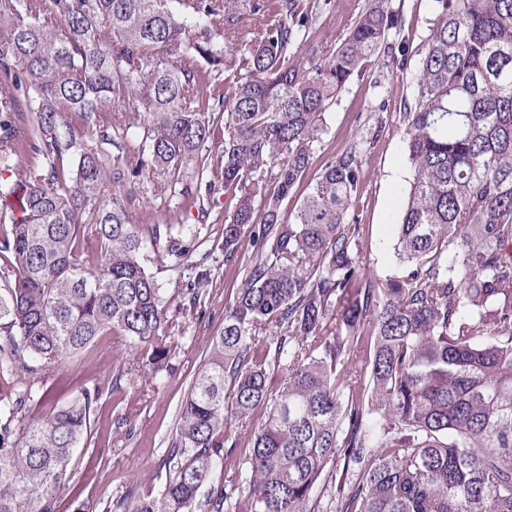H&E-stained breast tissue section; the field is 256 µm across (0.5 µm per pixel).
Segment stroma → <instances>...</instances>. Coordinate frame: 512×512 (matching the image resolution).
<instances>
[{"label":"stroma","mask_w":512,"mask_h":512,"mask_svg":"<svg viewBox=\"0 0 512 512\" xmlns=\"http://www.w3.org/2000/svg\"><path fill=\"white\" fill-rule=\"evenodd\" d=\"M403 8L412 29L411 52L404 69L386 75L384 88H376L375 77L369 76L353 80L339 95L325 114L324 147L315 153L307 173L308 179H315L330 156L353 137L381 127L367 156L366 187L358 205L362 261L376 281L398 272L392 249L395 222L401 192L411 176L401 138L402 115L433 17L429 0H403ZM168 184L163 175L144 183L131 205L134 223L196 218V210L175 207ZM251 251L250 244H242L238 258L214 267L188 315L177 311L184 300L177 283L159 262L151 263V271L170 299L169 317L177 342L167 370L157 375L155 383L134 389L128 382H116L118 370L135 366L141 355L128 348L123 337L113 334L99 337L77 356L46 372L39 385L42 397L33 403V412L39 416L55 402L71 398L82 384L95 382L103 389L92 418L90 443L76 450L73 464L55 492L58 512H70V502L76 497L95 502L116 499L129 488L144 493L164 482L163 459L175 435L179 406L207 356L211 336L224 325V306L240 285L244 259Z\"/></svg>","instance_id":"obj_1"}]
</instances>
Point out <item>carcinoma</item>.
<instances>
[{
	"label": "carcinoma",
	"mask_w": 512,
	"mask_h": 512,
	"mask_svg": "<svg viewBox=\"0 0 512 512\" xmlns=\"http://www.w3.org/2000/svg\"><path fill=\"white\" fill-rule=\"evenodd\" d=\"M431 2L403 112L400 272L374 284L356 205L378 133L284 202L342 90L402 65V8L0 0V174L35 159L0 182V209L21 212L0 226V512H57L88 441L96 383L16 429L44 372L112 333L143 368L166 367L175 327L149 252L196 303L209 213L136 224L129 205L141 179L184 168L208 192L220 175L221 248L248 239L246 274L181 405L165 482L102 508L76 497L73 512H324L325 496L335 512H512V0ZM258 409L237 461L234 426ZM225 465L237 484L219 488Z\"/></svg>",
	"instance_id": "obj_1"
}]
</instances>
